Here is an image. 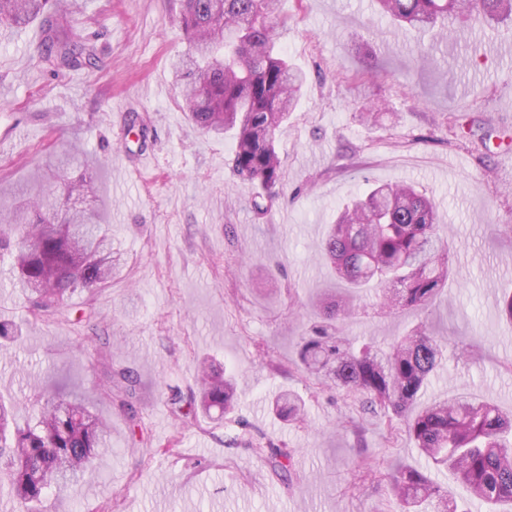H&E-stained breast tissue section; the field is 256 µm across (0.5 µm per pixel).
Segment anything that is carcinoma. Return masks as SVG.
<instances>
[{"label": "carcinoma", "mask_w": 512, "mask_h": 512, "mask_svg": "<svg viewBox=\"0 0 512 512\" xmlns=\"http://www.w3.org/2000/svg\"><path fill=\"white\" fill-rule=\"evenodd\" d=\"M277 0H185L182 28L188 51L173 70L182 92V108L198 130L220 136L236 131L232 169L252 188L253 206L278 199L283 180L276 141L293 111L306 73L279 52ZM392 20L426 31L459 17L493 27L512 25V0H377ZM64 0H0L3 31L37 20L44 38L41 62L56 73L97 66L93 47L74 42L66 28ZM92 177L65 181L57 194L45 185V174L34 179L20 197L0 204V254L11 258L14 286L44 321H70L69 297L87 292L91 320L97 293L119 271L112 256L109 229L86 211L70 205L90 189ZM439 218L434 202L410 184L383 185L365 198L343 205L330 225L323 250L336 276L350 288L375 280L390 286L381 308L390 312L421 309L448 281V247L439 243ZM346 298L325 302L321 323L300 337L297 366L307 374L332 381L353 398L361 414L387 419L389 429L401 424L416 448L437 466L453 471L475 497L497 507L512 506V417L497 407L465 395L453 402L432 401L411 413V405L442 363L444 344L420 329L387 348L354 346L336 330L351 316ZM202 397L176 390L172 414L194 415L234 409L236 389L224 375L202 368ZM113 387L122 396L116 406L126 413L130 431L138 427L133 406L136 380L121 369L112 372ZM38 420L25 429L10 430V411L0 405V464L12 475V493L23 512L52 487H68L108 448L105 426L81 402H65L35 391ZM290 420L301 411L293 393L277 401ZM244 444L282 481H288V453L249 436ZM401 512H457L448 490L428 472L399 468L389 476Z\"/></svg>", "instance_id": "cac0c4a2"}]
</instances>
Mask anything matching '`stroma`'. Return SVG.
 <instances>
[{"instance_id": "35a3bbf8", "label": "stroma", "mask_w": 512, "mask_h": 512, "mask_svg": "<svg viewBox=\"0 0 512 512\" xmlns=\"http://www.w3.org/2000/svg\"><path fill=\"white\" fill-rule=\"evenodd\" d=\"M278 7L277 46L308 84L278 137L283 186L264 213L232 171L233 138L203 135L180 107L181 0H73L69 34L94 46V69L47 72L35 22L0 39V198L40 169L62 191L49 165L74 150L95 169L82 207L122 256L96 302V336L33 318L0 275V321L24 334L0 348V399L16 423L35 424L30 398L45 385L89 397L109 427L108 450L78 486L48 491V512H400L386 473L427 459L378 417L358 416L355 437L343 427L351 399L294 365L316 303L339 288L326 228L376 184L412 182L433 198L450 275L423 310L389 313L378 291L364 294L345 334L384 346L426 326L448 344L424 400L464 393L512 413V319L500 312L512 295V29L434 44L373 0ZM145 149L154 157L140 170ZM204 360L234 380L236 409L178 420L170 389H199ZM122 367L138 377L134 432L107 397ZM288 391L304 403L295 422L275 407ZM245 431L288 452L289 480L238 442ZM430 471L464 512H489L450 472Z\"/></svg>"}]
</instances>
